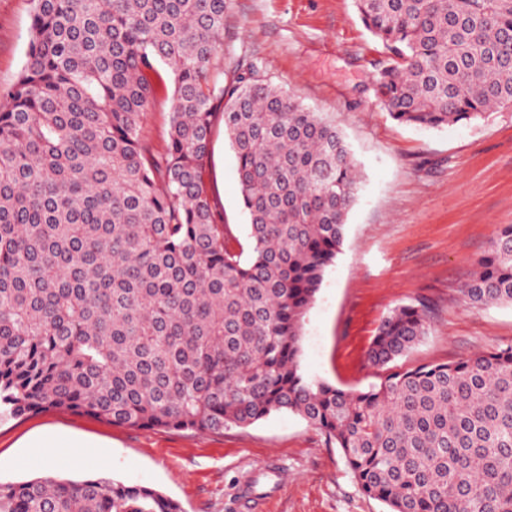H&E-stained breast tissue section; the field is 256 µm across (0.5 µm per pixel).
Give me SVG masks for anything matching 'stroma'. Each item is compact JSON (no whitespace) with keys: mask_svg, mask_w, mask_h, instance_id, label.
Masks as SVG:
<instances>
[{"mask_svg":"<svg viewBox=\"0 0 512 512\" xmlns=\"http://www.w3.org/2000/svg\"><path fill=\"white\" fill-rule=\"evenodd\" d=\"M30 11V0H0V94L25 62ZM224 44L225 70L254 62L335 119L362 171L343 249L304 319L303 373L364 390L392 373L512 345V306L474 308L460 294L512 224V108L441 129L391 119L372 90L385 56L352 0H232ZM213 143L224 221L245 251L235 157L225 139ZM420 300L434 309L426 336L388 367L369 365L381 320ZM54 434L83 442V453L46 465L32 442ZM49 474L148 486L182 512H387L359 489L341 449L288 412L221 434L119 426L66 409L0 412V482Z\"/></svg>","mask_w":512,"mask_h":512,"instance_id":"1","label":"stroma"}]
</instances>
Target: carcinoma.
Wrapping results in <instances>:
<instances>
[{
  "instance_id": "obj_1",
  "label": "carcinoma",
  "mask_w": 512,
  "mask_h": 512,
  "mask_svg": "<svg viewBox=\"0 0 512 512\" xmlns=\"http://www.w3.org/2000/svg\"><path fill=\"white\" fill-rule=\"evenodd\" d=\"M26 61L0 96V406L209 431L295 414L388 512H512V345L363 391L307 378L301 330L341 252L360 172L342 130L252 63L224 75L230 0H31ZM386 63L372 85L425 129L512 107V0H354ZM170 90L166 148L143 122ZM251 249L206 182L216 120ZM512 306V225L461 289ZM393 308L368 360L426 335ZM0 512H181L142 485L0 484Z\"/></svg>"
}]
</instances>
